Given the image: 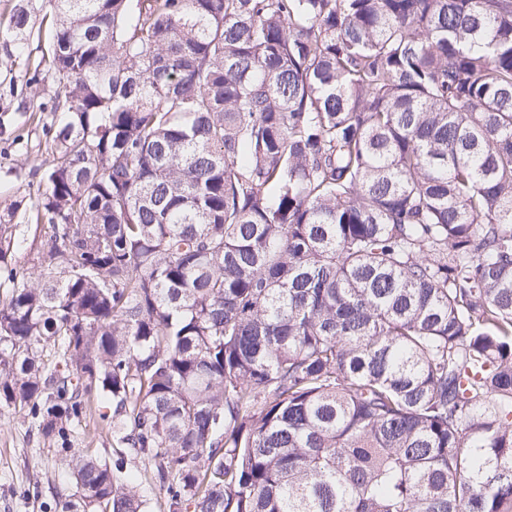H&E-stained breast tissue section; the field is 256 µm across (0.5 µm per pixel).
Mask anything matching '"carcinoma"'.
<instances>
[{"mask_svg": "<svg viewBox=\"0 0 512 512\" xmlns=\"http://www.w3.org/2000/svg\"><path fill=\"white\" fill-rule=\"evenodd\" d=\"M44 26L0 407L62 512H512V0H16L6 71ZM47 224H17L12 228L15 246L8 256L12 266L36 272L39 270L43 243L48 232ZM98 405L101 404L94 402L78 427V433H72L71 446L73 448H91L101 460L111 465L115 458V455H113L112 440L108 433L107 420H103L100 417V413L107 412L108 414H112V406L109 408L110 405L104 403L101 406L108 407L100 408Z\"/></svg>", "mask_w": 512, "mask_h": 512, "instance_id": "cac0c4a2", "label": "carcinoma"}]
</instances>
